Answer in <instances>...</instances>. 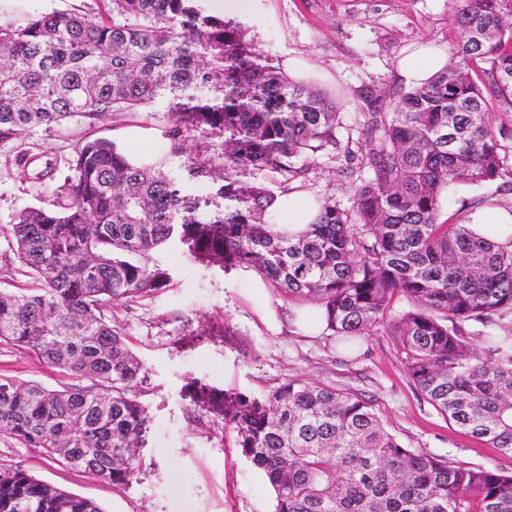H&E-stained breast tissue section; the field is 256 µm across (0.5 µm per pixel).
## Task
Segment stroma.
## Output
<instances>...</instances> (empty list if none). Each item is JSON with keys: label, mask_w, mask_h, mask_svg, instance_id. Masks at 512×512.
Instances as JSON below:
<instances>
[{"label": "stroma", "mask_w": 512, "mask_h": 512, "mask_svg": "<svg viewBox=\"0 0 512 512\" xmlns=\"http://www.w3.org/2000/svg\"><path fill=\"white\" fill-rule=\"evenodd\" d=\"M246 20L257 53L274 65L287 58L310 65L320 88L340 104V140L357 139L363 121L353 91L360 85L381 88L390 96L407 90L399 61L429 43L454 48L453 17L458 0H262ZM165 113L152 118H74L48 132L38 128L26 139L33 151H47L64 168L75 142L94 133L119 138L123 129L146 126L148 132L123 149L143 156L163 144ZM309 176L302 194L316 199L335 194L343 207L352 195L341 190L346 162L331 149L307 161ZM51 187H33L16 171L0 166V288L26 287L29 280L15 261L5 259L6 228L12 214L47 199ZM488 202L512 209V194L499 182L458 186L444 194L441 215L457 219L463 206ZM155 260L171 274L168 288L131 307L112 311V323L124 333L148 372L142 399L151 422L141 473L118 488L90 475L45 461L34 449L0 436V467L20 465L35 478L72 494L90 497L103 512H272L273 494L265 478L236 446V434L212 435L188 421L181 395L194 376L227 390L263 396L282 382L315 379L369 400L391 432L406 445L459 462L512 471V457L486 447L451 425L424 399L404 373L396 349L382 331L363 337L344 353L335 337L322 332L304 337L272 333L262 325L258 308L269 302L288 310L276 292L248 301L250 270H222L192 258L173 244ZM0 374L57 388L65 378L30 350L0 345Z\"/></svg>", "instance_id": "1"}]
</instances>
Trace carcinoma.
<instances>
[{"label":"carcinoma","instance_id":"obj_1","mask_svg":"<svg viewBox=\"0 0 512 512\" xmlns=\"http://www.w3.org/2000/svg\"><path fill=\"white\" fill-rule=\"evenodd\" d=\"M100 2L0 16V148L36 128L134 117L160 102L169 147L134 164L112 139L87 136L53 197L11 216L5 239L31 283L0 289V344L33 351L70 382L0 374V435L101 482L137 478L148 373L112 308L169 285L151 256L178 241L195 259L251 269L280 297L321 306L325 330L348 349L383 329L443 418L512 456V329L501 325L512 314V247L440 219L445 190L512 175L489 112L492 100L512 108V0H459L456 62L395 106L355 89L356 151L336 137L339 103L261 57L239 22L200 0ZM328 145L347 163L352 206L325 195L297 239L274 231L268 208ZM12 164L33 184L55 178L42 152L19 151ZM202 179L210 191L191 193ZM396 297L408 308L393 311ZM184 396L189 421L236 432L273 512H512V473L408 447L358 395L289 379L258 398L190 377ZM0 512L102 509L17 465L0 468Z\"/></svg>","mask_w":512,"mask_h":512}]
</instances>
